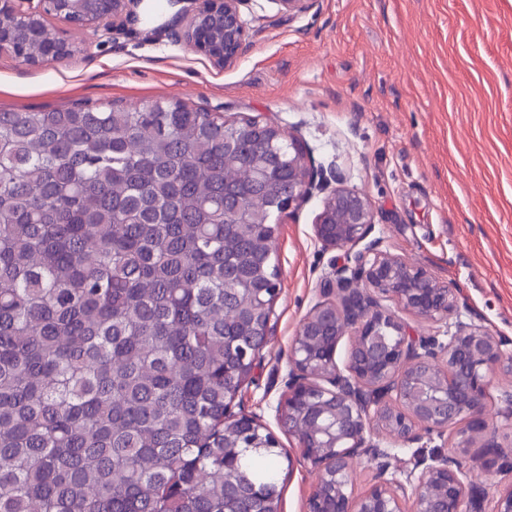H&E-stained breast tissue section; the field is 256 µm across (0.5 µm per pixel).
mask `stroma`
<instances>
[{
  "mask_svg": "<svg viewBox=\"0 0 512 512\" xmlns=\"http://www.w3.org/2000/svg\"><path fill=\"white\" fill-rule=\"evenodd\" d=\"M179 9L142 0L122 32L74 33L77 50L60 62L0 57V110L164 100L274 124L369 196L373 238L454 285L462 320L512 338V0H317L297 18L251 0L242 9L249 45L223 71L172 38ZM320 210L315 197L279 217L271 335L232 403L259 417L292 460L280 469L281 512H304L315 485L276 407L292 339L344 256L316 240ZM511 388L512 376H491L487 419L505 446ZM460 456L492 512L512 469L482 470L477 447Z\"/></svg>",
  "mask_w": 512,
  "mask_h": 512,
  "instance_id": "obj_1",
  "label": "stroma"
}]
</instances>
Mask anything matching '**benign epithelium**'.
<instances>
[{
	"mask_svg": "<svg viewBox=\"0 0 512 512\" xmlns=\"http://www.w3.org/2000/svg\"><path fill=\"white\" fill-rule=\"evenodd\" d=\"M133 0H0V56L39 66L74 55L70 33L96 31L107 24L119 29ZM247 0H191L182 10L183 27L176 37L215 68L235 66L247 48L249 26L242 6ZM290 18L307 13L316 0H269ZM56 21L50 53L29 58L16 50V28ZM251 128L269 144L288 138V195L283 210L322 197L314 224L325 248H355L372 231L370 199L344 185L341 173L315 166L297 137L279 127L256 122ZM252 182L277 186L279 173L257 160ZM261 209L239 205L234 224L261 223ZM321 300L302 320L293 339L288 364L292 381L278 403L288 415V434L300 439L302 458L319 475L306 500L305 512H482L483 489L452 456L414 454L405 481L389 475L387 453L392 443L418 444L426 434L444 436L460 423V452L482 440L484 465L503 457L496 432L484 419L488 376L512 373V342L458 311L456 289L439 282L427 269L381 249L373 240L354 255L331 266L319 285ZM412 316L446 322L448 336L418 339L386 302ZM352 339L344 366L336 360L344 336ZM325 412L335 426L318 430ZM372 467V485L353 496L356 463Z\"/></svg>",
	"mask_w": 512,
	"mask_h": 512,
	"instance_id": "benign-epithelium-1",
	"label": "benign epithelium"
}]
</instances>
